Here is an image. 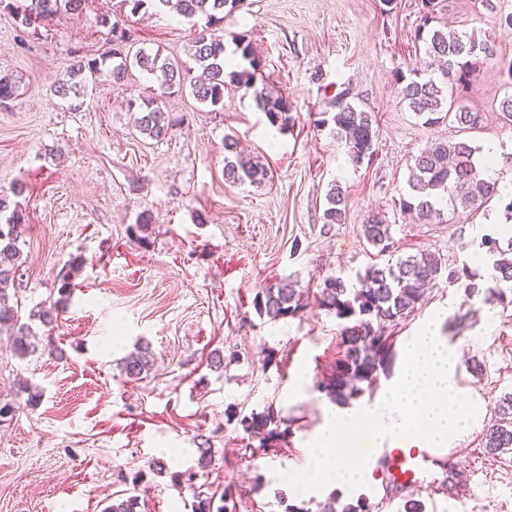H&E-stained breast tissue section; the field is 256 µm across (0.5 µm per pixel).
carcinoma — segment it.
Wrapping results in <instances>:
<instances>
[{"mask_svg": "<svg viewBox=\"0 0 512 512\" xmlns=\"http://www.w3.org/2000/svg\"><path fill=\"white\" fill-rule=\"evenodd\" d=\"M244 0H121L123 7L136 14L150 7H165L179 16L201 24V30L192 41L190 55L201 70L198 79L189 83L191 94L203 105L217 107L224 102V86L230 81L240 87L251 88L260 65L252 43L244 35L234 38L235 58L225 57L224 18L243 6ZM424 22L417 30L418 41L423 43L425 54L442 62L441 76L425 77L420 69L396 77L398 94L414 114L425 119L428 125L447 118L448 93L468 90L474 80V60L490 58L496 53L495 42L478 39L473 35L452 34L443 29L431 28L429 23L442 7V0H423ZM85 0H15L10 6L17 25L31 35L38 34L39 23L60 12L79 14ZM100 23L111 29L112 51L100 58L78 59L73 64V83L62 82L55 89L60 99L79 100L88 94L91 84L106 72L112 83H125L130 67L137 66L151 75H160L170 92H181L185 78L178 66L160 52L145 49L132 52L126 49V35L118 22L103 15ZM257 104L273 127L284 130L294 125L287 98L278 94H261ZM136 128L140 134L161 140L172 127L168 113L147 99L142 102ZM333 111L323 113L317 120L321 127L332 126V131L344 141L351 163L359 167L374 155L377 129L372 112L359 108L337 97ZM224 180L231 184H262L268 170L260 161L237 152V142L224 140ZM476 148L466 141L438 142L433 147L412 157L409 164L407 195L400 197L399 207L413 211L422 222L429 224L441 216L440 205L448 202L465 208H480L497 194V180L489 175V168L481 167L475 159ZM326 208L323 220L326 224H339L343 220L348 203L347 191L332 183L325 195ZM0 326L13 331L14 354L25 359L39 351V342L32 336L29 326L21 322L19 303V270L22 265L17 228L23 221L20 204L10 203L0 196ZM361 235L366 243L384 256L396 252L392 225L386 218L373 215L361 225ZM481 246L492 260L498 273L495 285L481 287L475 282L476 273L466 265L447 267L436 253L422 250L417 254L388 259L384 264H374L358 276L360 287L350 285L336 275L327 276L315 295L317 306L343 322L340 344L342 358L330 378L317 384L338 405H347L364 391L363 384H372L379 374L390 370L395 357L394 337L387 330L407 319L426 302L427 290L444 277L455 285L468 280L465 293L470 297L481 296L490 305L512 307V238L507 248L499 239L490 235L482 238ZM82 257L76 256L69 263L70 271L60 275L57 287L58 299L47 308L33 307L28 319L38 320L44 326L54 328L59 309L66 307L73 292L71 272L79 269ZM309 304V291L297 287L294 281H281L257 290L253 306L261 316L273 321L294 318ZM154 365L148 346L122 361V374L130 381L147 377ZM227 419H236L248 435L260 438V446L267 447L288 434L281 428L284 420L273 409L262 413L241 415L235 408L225 411ZM485 451L495 455L512 449V395L500 400L496 417L485 428L482 436ZM197 467L173 475V480L193 490L195 512H235L232 498L227 493L218 496L204 489L199 480L207 475L212 462L209 440L203 439L198 446ZM139 496L127 492L107 505L103 512H137ZM321 512H369L364 501L357 504L343 503L331 496Z\"/></svg>", "mask_w": 512, "mask_h": 512, "instance_id": "cac0c4a2", "label": "carcinoma"}]
</instances>
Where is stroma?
Returning <instances> with one entry per match:
<instances>
[{"mask_svg": "<svg viewBox=\"0 0 512 512\" xmlns=\"http://www.w3.org/2000/svg\"><path fill=\"white\" fill-rule=\"evenodd\" d=\"M107 12L132 46L161 49L183 70L193 68L195 32L168 10L133 14L119 0H89L82 14H59L33 38L0 6V77L14 85L13 96L0 100V195L16 197L23 210V310L57 300V278L72 257L83 259L57 328L33 326L53 336L65 359H19L11 336L0 333V400L17 408L0 423V512H102L132 488L140 512H193L192 491L171 476L196 467L201 434L213 449L208 480L231 489L236 512H285L300 503L318 512L320 495L298 497L279 474L305 467L307 443L331 405L316 384L342 354L341 322L313 304L294 318H260L255 293L286 279L313 291L330 275L356 283L378 261L360 232L373 213L386 216L401 255L428 249L453 267L472 265L482 236L507 240L512 121L499 104L512 33L482 0H444L439 23L496 41V56L479 61L469 90L452 98L453 108L482 114L474 129L449 119L424 124L397 94L399 72L429 63L414 38L421 0H246L225 17L224 38L251 40L261 60L253 88L227 86L223 106L211 109L187 91L164 94L155 76L135 67L123 86L100 77L70 109L53 88L69 80L75 53L111 51L112 35L100 23ZM260 91L287 97L293 126L281 131L267 122ZM342 92L376 117L374 156L358 167L335 133L316 124ZM144 98L174 120L165 139L135 129L133 105ZM228 137L261 158L268 182H225ZM459 140L489 163L498 193L477 210L445 209L439 223L403 217L395 205L407 190L411 156ZM335 181L348 205L344 222L327 226L325 192ZM440 310L477 425L434 484L375 482L341 493L342 501L363 496L371 512H384L381 499L396 505L411 496L425 512H512V450L491 455L481 444L500 398L512 392V307L482 304L439 280L395 326L396 353ZM140 343L149 344L154 368L131 382L119 364ZM23 378L43 388L39 406L19 393ZM230 405L246 414L273 408L289 433L260 447L227 422ZM154 461L166 475L150 471Z\"/></svg>", "mask_w": 512, "mask_h": 512, "instance_id": "1", "label": "stroma"}]
</instances>
